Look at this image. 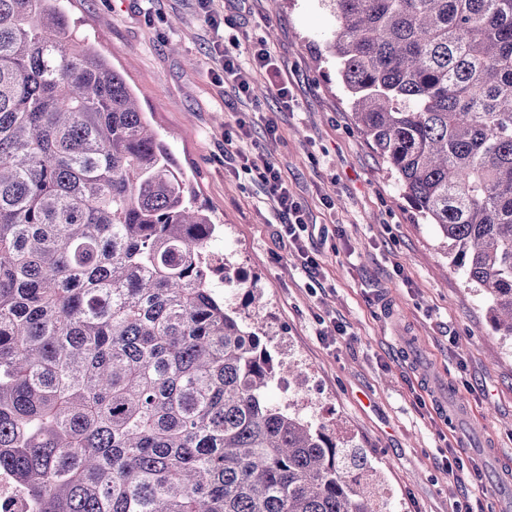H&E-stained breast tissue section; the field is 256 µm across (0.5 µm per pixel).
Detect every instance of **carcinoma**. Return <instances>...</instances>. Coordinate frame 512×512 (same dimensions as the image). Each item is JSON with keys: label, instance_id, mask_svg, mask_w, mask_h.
Returning a JSON list of instances; mask_svg holds the SVG:
<instances>
[{"label": "carcinoma", "instance_id": "obj_1", "mask_svg": "<svg viewBox=\"0 0 512 512\" xmlns=\"http://www.w3.org/2000/svg\"><path fill=\"white\" fill-rule=\"evenodd\" d=\"M357 126L512 338V0H330ZM218 225L62 0H0V470L36 512H381L269 398Z\"/></svg>", "mask_w": 512, "mask_h": 512}]
</instances>
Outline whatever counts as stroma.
Listing matches in <instances>:
<instances>
[{
  "mask_svg": "<svg viewBox=\"0 0 512 512\" xmlns=\"http://www.w3.org/2000/svg\"><path fill=\"white\" fill-rule=\"evenodd\" d=\"M82 32L133 88L219 229L211 243L239 275L217 294L267 325L275 361L300 366L270 398L313 425L335 424L383 477V512H503L512 482V339L488 295L453 270L434 225L418 221L360 133L336 76L329 0H65ZM268 48L279 73L240 64ZM288 78L280 98L278 76ZM267 159L305 210L300 249L257 171ZM318 266L305 268L303 256ZM253 283L263 306L247 305ZM224 78L231 79L241 92H248L250 88L248 71L235 62L228 51H224Z\"/></svg>",
  "mask_w": 512,
  "mask_h": 512,
  "instance_id": "stroma-1",
  "label": "stroma"
}]
</instances>
